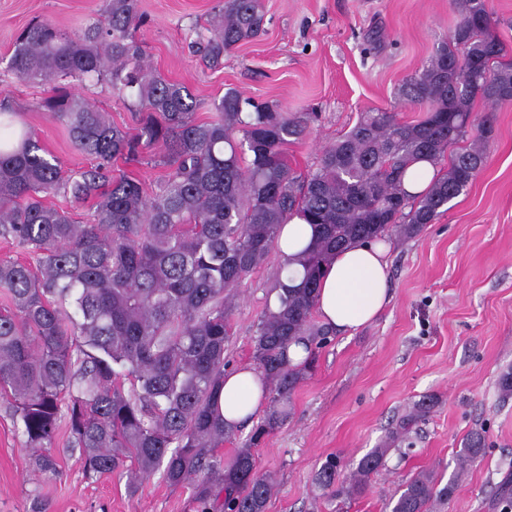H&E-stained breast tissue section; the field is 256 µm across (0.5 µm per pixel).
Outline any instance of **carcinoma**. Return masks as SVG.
Returning <instances> with one entry per match:
<instances>
[{
    "label": "carcinoma",
    "mask_w": 512,
    "mask_h": 512,
    "mask_svg": "<svg viewBox=\"0 0 512 512\" xmlns=\"http://www.w3.org/2000/svg\"><path fill=\"white\" fill-rule=\"evenodd\" d=\"M460 19L400 100L423 109L414 121L395 112L360 113L326 147L313 172L288 163V145L308 131V112H277L237 90L211 103L152 70L133 31L137 0H107L103 20L72 34L36 20L16 38L9 67L22 80L52 82L42 106L70 141L96 163L66 170L3 107L0 237L25 248L35 264L0 261V392L12 398L13 422L33 452V472L59 475L52 453L65 418L87 474H127L129 486L157 471L191 484L201 512H265L276 486L258 470L255 447L289 416L295 387L312 373L315 348L329 329L313 322L316 291L331 256L356 241L400 231L412 236L461 195L483 164L486 122L473 105L512 103V60L491 34L486 0H452ZM261 0H225L204 39L202 61L264 31ZM106 80L134 98V128L73 92L85 79ZM137 160L165 170L153 187L112 175V161ZM425 161L443 167L420 195L403 178ZM74 207L77 221L45 198ZM299 218L314 240L279 261L253 337L252 357L268 385V407L249 438L224 459L216 448L236 440L214 408L224 385L237 289L275 250L281 226ZM302 343L301 366L288 347ZM385 448L365 455L350 476L323 464L318 481L335 496L364 493L384 465ZM484 453L479 434L459 459L464 470ZM431 471L404 485L391 512H430L451 500Z\"/></svg>",
    "instance_id": "carcinoma-1"
}]
</instances>
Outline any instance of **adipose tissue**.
<instances>
[{
    "label": "adipose tissue",
    "mask_w": 512,
    "mask_h": 512,
    "mask_svg": "<svg viewBox=\"0 0 512 512\" xmlns=\"http://www.w3.org/2000/svg\"><path fill=\"white\" fill-rule=\"evenodd\" d=\"M385 242H358L333 257L318 285L316 310L322 323L338 332L373 321L390 301ZM265 402L264 378L249 366L224 376L216 405L225 422L252 424Z\"/></svg>",
    "instance_id": "1"
}]
</instances>
